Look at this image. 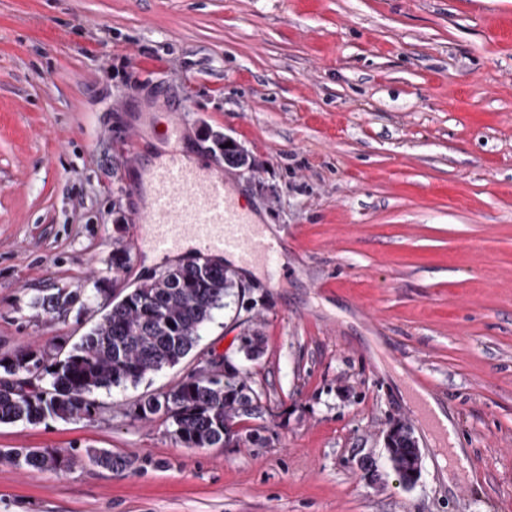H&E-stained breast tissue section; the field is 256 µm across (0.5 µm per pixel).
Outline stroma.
<instances>
[{
	"label": "stroma",
	"mask_w": 512,
	"mask_h": 512,
	"mask_svg": "<svg viewBox=\"0 0 512 512\" xmlns=\"http://www.w3.org/2000/svg\"><path fill=\"white\" fill-rule=\"evenodd\" d=\"M172 105L286 274L239 271L244 297L195 349L98 392L94 420L0 424V452L124 461L0 459V512H512V0H0V357L70 349L103 306L35 299L97 282L118 299L172 265L132 244ZM211 132L252 168L225 167ZM216 354L242 359L264 413L236 428L260 441L185 448L162 417L134 419ZM416 389L465 450L456 487ZM397 421L422 455L410 487L385 448ZM91 298L83 295L80 290L66 292L58 291L57 293L43 298L37 302L47 312H68L76 309L77 316L86 313L90 308ZM18 468L34 469L50 473L70 472L78 461L85 459L96 466L112 469L119 460L112 456V452L93 448L85 450L84 458L74 453H64L54 448H19L5 453L1 452Z\"/></svg>",
	"instance_id": "35a3bbf8"
}]
</instances>
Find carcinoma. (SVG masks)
Listing matches in <instances>:
<instances>
[{
  "mask_svg": "<svg viewBox=\"0 0 512 512\" xmlns=\"http://www.w3.org/2000/svg\"><path fill=\"white\" fill-rule=\"evenodd\" d=\"M129 262V247L115 243L112 269L122 271ZM235 287L234 272L224 267V261L213 260L170 266L119 300L107 296L104 288L96 289V294L105 295V313L67 352L52 357L39 349H23L0 358V424L91 418L99 391L135 384L185 358L213 311L224 306V298ZM90 302L76 290L59 291L39 305L47 312L74 310L80 316ZM239 374L236 363L212 378L190 374L174 388L141 401L134 417H164L175 442L185 448L237 444L238 420L261 413ZM390 430L393 470L407 484L410 459L417 457L416 441L401 422ZM3 456L18 468L50 473L69 472L84 460L107 469L118 464L111 452L93 448L83 457L54 448L12 449Z\"/></svg>",
  "mask_w": 512,
  "mask_h": 512,
  "instance_id": "obj_1",
  "label": "carcinoma"
}]
</instances>
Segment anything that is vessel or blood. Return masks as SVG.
<instances>
[{
	"instance_id": "vessel-or-blood-1",
	"label": "vessel or blood",
	"mask_w": 512,
	"mask_h": 512,
	"mask_svg": "<svg viewBox=\"0 0 512 512\" xmlns=\"http://www.w3.org/2000/svg\"><path fill=\"white\" fill-rule=\"evenodd\" d=\"M186 127L178 119L169 124L165 156L146 172L151 203L136 218V244L169 256L190 237L197 241L201 257L237 253L244 260L278 268L280 243L258 231L224 177L186 163Z\"/></svg>"
}]
</instances>
